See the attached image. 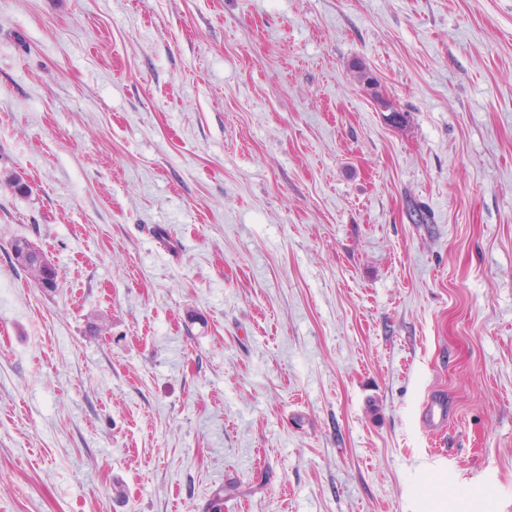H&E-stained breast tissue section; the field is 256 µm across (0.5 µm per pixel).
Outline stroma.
Returning a JSON list of instances; mask_svg holds the SVG:
<instances>
[{"label": "stroma", "instance_id": "35a3bbf8", "mask_svg": "<svg viewBox=\"0 0 512 512\" xmlns=\"http://www.w3.org/2000/svg\"><path fill=\"white\" fill-rule=\"evenodd\" d=\"M219 490L512 512V0H0V512Z\"/></svg>", "mask_w": 512, "mask_h": 512}]
</instances>
